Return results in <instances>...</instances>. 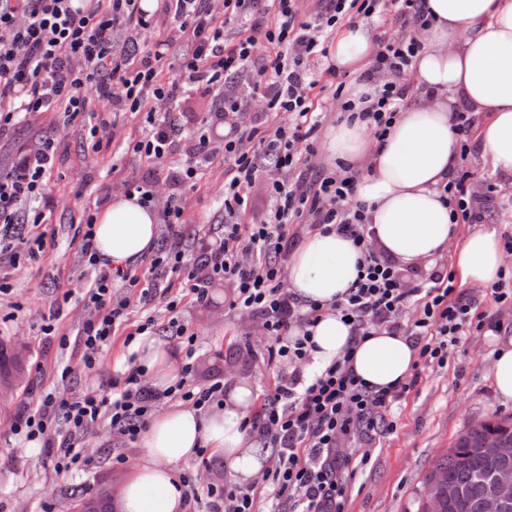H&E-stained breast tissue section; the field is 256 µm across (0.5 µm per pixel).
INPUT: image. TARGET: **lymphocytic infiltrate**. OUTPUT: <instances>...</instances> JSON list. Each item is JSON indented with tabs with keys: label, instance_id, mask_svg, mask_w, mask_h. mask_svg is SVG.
<instances>
[{
	"label": "lymphocytic infiltrate",
	"instance_id": "obj_1",
	"mask_svg": "<svg viewBox=\"0 0 512 512\" xmlns=\"http://www.w3.org/2000/svg\"><path fill=\"white\" fill-rule=\"evenodd\" d=\"M141 2L96 0L76 8L72 0H0V132L22 114L141 113L147 127L139 139L122 137L104 118L90 134L123 141L151 165L179 147L187 156L161 179L113 177V192L138 196L164 230L144 274L95 267L84 296L89 317L80 362L93 368L96 353L130 320L133 301L115 296L116 282L137 289L140 307L159 301L173 315L184 301L204 304L213 283L231 284L229 308L252 322L266 365L292 369L277 376L244 420L250 435L274 448L271 466L248 489L209 487V512H261L270 499L285 512H343L346 475L355 462L348 442L392 430L393 405L417 382L372 390L346 354L305 378L301 366L318 320L339 316L356 340L381 331L407 337L427 367L444 364L462 337L498 331L500 312L512 308V280L487 288L498 308L490 315L480 311L477 294L456 290L447 261L407 270L377 252L366 208L354 198L360 168L325 163L316 148L331 111L357 112L380 142L409 97L432 99L409 77L428 23L422 0H162L152 12ZM383 15L390 16L392 32L377 38L359 76L372 92L356 103L336 83L330 37L338 25ZM138 44L143 52H135ZM175 47L182 50L181 77L165 82L161 73ZM193 94L216 100L199 121L187 105ZM475 122L469 112L453 117L457 164L440 193L455 224L484 223L500 193L497 184L481 183L471 165ZM219 156L224 230L217 236L189 231L185 193L199 188ZM53 164L46 140L20 149L0 170V253L16 259L42 244L29 226L44 216H28L26 206L42 198ZM259 182L267 207L258 219L252 194ZM318 230L349 238L364 256L351 288L327 307L300 299L287 284L291 254L305 234ZM189 239L197 247L190 263L184 260ZM171 276L177 285L168 284ZM183 352L181 373L167 387L133 365L113 380L111 393L42 397L35 413L15 417L11 432L59 449L56 468L66 473L84 462L82 442L101 421L121 443L134 444L163 402L222 408L223 384L194 385L193 344ZM59 417L62 432L54 426Z\"/></svg>",
	"mask_w": 512,
	"mask_h": 512
}]
</instances>
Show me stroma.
<instances>
[{
  "instance_id": "stroma-1",
  "label": "stroma",
  "mask_w": 512,
  "mask_h": 512,
  "mask_svg": "<svg viewBox=\"0 0 512 512\" xmlns=\"http://www.w3.org/2000/svg\"><path fill=\"white\" fill-rule=\"evenodd\" d=\"M90 127L88 117L45 112L0 134L1 167L41 137L52 141L55 157L45 197L32 205L46 216L44 245L35 257L21 256L8 292L0 294V345L26 353L25 383L0 396V512H77L76 501L65 494L68 487L80 483L92 494L108 481L120 485L144 456L142 444L118 447L104 421L84 442L87 463L64 476L47 449L9 432L11 417L36 411L40 396L71 399L106 391L128 367L130 350L120 336L104 347L93 369L80 364L82 299L94 272L73 237L84 230L88 215L107 205L113 169L137 179L148 165L123 149L93 152ZM223 187L224 167L213 164L201 190L191 194V227L223 223ZM230 290L220 282L210 288L207 306L183 305L182 322L195 334L194 380L204 385L220 379L228 386L244 380L259 395L277 371L249 353L251 324L228 310L224 298ZM496 354L493 336H465L447 363L421 370L418 385L392 407L395 428L355 442L356 450H369L370 460L349 477L344 512H417L426 475L457 435L472 422L512 415V401L497 394L491 377Z\"/></svg>"
}]
</instances>
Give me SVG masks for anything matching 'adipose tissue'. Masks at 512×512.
Returning a JSON list of instances; mask_svg holds the SVG:
<instances>
[{
  "label": "adipose tissue",
  "mask_w": 512,
  "mask_h": 512,
  "mask_svg": "<svg viewBox=\"0 0 512 512\" xmlns=\"http://www.w3.org/2000/svg\"><path fill=\"white\" fill-rule=\"evenodd\" d=\"M429 20L423 49L411 67L412 80L435 91L428 102L401 109L382 147H375L359 121L329 127L324 150L329 159L356 165L372 156L373 166L356 184L383 253L412 266L447 250L457 227L440 199L456 159L451 117L466 106L477 118L475 137L493 171L512 175V0H424ZM372 43L364 26L345 28L333 42L337 66L364 62ZM157 237V217L137 197H120L99 212L94 247L100 261L128 267L148 254ZM363 256L336 232L317 231L303 239L288 263V286L301 298L331 305L357 277ZM504 253L495 233L469 235L455 255L460 284L497 280ZM311 370L350 354L355 374L372 389L406 380L417 352L402 336L378 333L352 344L350 328L327 314L312 330ZM138 362L156 383L169 384L175 373L165 341L141 336L134 345ZM255 401L250 386L230 389L223 410L210 414L182 407L156 413L143 437L144 457L122 481L119 512H185L179 464L207 448L223 456L228 475L245 484L262 468L257 448L242 421Z\"/></svg>",
  "instance_id": "obj_1"
}]
</instances>
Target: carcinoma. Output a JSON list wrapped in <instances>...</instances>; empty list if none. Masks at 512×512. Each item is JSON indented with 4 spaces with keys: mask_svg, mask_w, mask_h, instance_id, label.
I'll list each match as a JSON object with an SVG mask.
<instances>
[{
    "mask_svg": "<svg viewBox=\"0 0 512 512\" xmlns=\"http://www.w3.org/2000/svg\"><path fill=\"white\" fill-rule=\"evenodd\" d=\"M19 375H24L23 364L0 352V383H9ZM481 425L484 429H493L512 439V416H495L482 421ZM479 436L477 429L462 432L433 466L448 478V487L453 495V512H479V502L485 491L484 477L496 466L474 447ZM69 496L78 500L80 512H109L108 503L98 492L88 498L81 486L73 485Z\"/></svg>",
    "mask_w": 512,
    "mask_h": 512,
    "instance_id": "cac0c4a2",
    "label": "carcinoma"
}]
</instances>
